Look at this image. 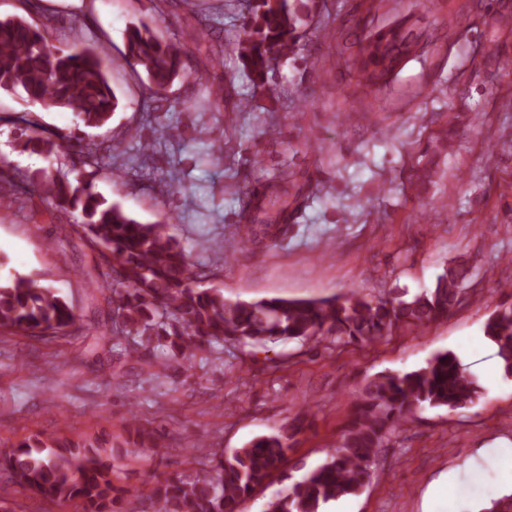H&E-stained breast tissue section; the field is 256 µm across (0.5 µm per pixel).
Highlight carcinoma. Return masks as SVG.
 Instances as JSON below:
<instances>
[{"label":"carcinoma","instance_id":"carcinoma-1","mask_svg":"<svg viewBox=\"0 0 512 512\" xmlns=\"http://www.w3.org/2000/svg\"><path fill=\"white\" fill-rule=\"evenodd\" d=\"M310 0H253L238 41L243 67L257 87L264 85L271 61L293 50ZM381 32L362 40L359 55L379 63ZM128 57L141 68L151 89L167 91L184 70L183 47L160 40L141 24L129 28ZM112 61L90 47L54 50L48 30L22 17L0 18V89L22 92L33 104L68 109L86 128L105 125L118 108L108 81ZM24 147L52 152L58 136L27 119L18 127ZM24 192H40L69 213H79V228L92 247L82 270L94 291L92 306L105 321L100 348L126 340L129 354L160 347L171 358L186 359L207 342L265 345L319 341L333 336L346 343L371 344L402 326H424L460 303L469 270L450 264L434 288L367 299L355 292L321 299L275 297L250 302L224 300L214 289H199L185 248L166 224L140 223L118 204H109L90 180L72 182L50 171L34 175ZM288 202L273 218L249 217L254 243L272 226L288 221ZM79 317L66 299L36 280L17 276L0 284V331L64 336ZM495 357L512 373V304L485 323ZM479 387L457 357L441 352L418 369L379 373L368 380L345 427L343 442L268 503L265 512H321L324 505L359 494L370 482L388 431L426 406L455 410L474 403ZM295 422L285 430L253 439L227 457L190 476L178 475L154 490L156 512H240L242 502L288 463ZM24 490L53 501L79 499L84 512H119L126 487L112 465V441L100 435H35L16 448L0 450V472Z\"/></svg>","mask_w":512,"mask_h":512}]
</instances>
